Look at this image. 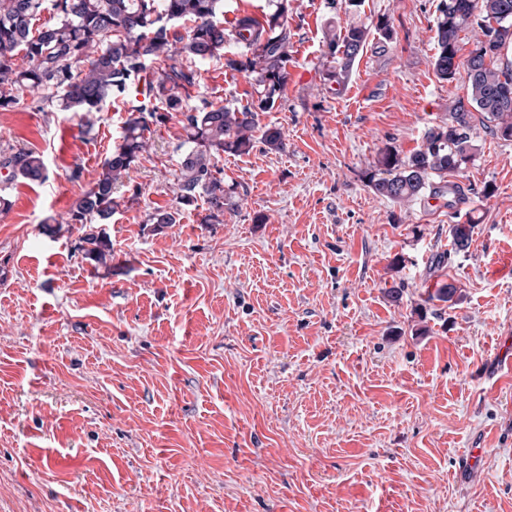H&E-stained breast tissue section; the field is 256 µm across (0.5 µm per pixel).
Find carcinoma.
Listing matches in <instances>:
<instances>
[{
    "instance_id": "1",
    "label": "carcinoma",
    "mask_w": 512,
    "mask_h": 512,
    "mask_svg": "<svg viewBox=\"0 0 512 512\" xmlns=\"http://www.w3.org/2000/svg\"><path fill=\"white\" fill-rule=\"evenodd\" d=\"M271 10L258 18L239 13L224 26V0H0V110L20 103L19 93L38 96V109L51 108L80 116L92 128L90 115L110 99L141 84L156 105L136 106L123 123L120 142L105 158L93 185L75 200L60 224H77L80 248L90 263L112 261V242L100 222L119 206L115 189L131 182L130 171L151 147L152 128L181 115L185 138L179 146L175 205L146 213L144 224L160 232L177 223L183 208L207 205L201 223L220 222L231 204L233 187H224L226 154H244L256 142L271 151L286 143L280 129L260 125V113L271 109L288 83L291 31L288 0H269ZM50 5L55 21L33 29L36 17ZM435 22L438 79L453 82L464 67L465 96L458 98L448 119L429 127L422 144L407 158L396 149L381 150L369 177L373 191L394 202H411L447 187L448 174L474 160V134L482 125L493 135L512 140V0H440ZM190 22L186 33L179 23ZM480 30L465 59H460V33ZM369 31L349 25L326 32L324 57L330 60L327 80L341 91ZM224 57V71L252 75L251 101L240 107L207 103L189 106L198 80L196 64ZM3 183L43 182V156L23 148L0 156ZM473 224L450 226L452 244L469 246ZM458 288L442 283L427 291L426 302H451Z\"/></svg>"
}]
</instances>
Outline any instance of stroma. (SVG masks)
<instances>
[{
    "mask_svg": "<svg viewBox=\"0 0 512 512\" xmlns=\"http://www.w3.org/2000/svg\"><path fill=\"white\" fill-rule=\"evenodd\" d=\"M438 5L290 0L288 84L260 119L285 150L224 156L222 223L190 207L156 234L143 220L174 203L182 135L158 127L131 171L139 202L118 190L104 224L107 268L55 218L97 179L124 107L88 133L26 93L0 111V151L35 150L48 173L0 212V512H512V375L497 367L512 279L489 272L512 245V140L477 128L453 205L368 183L381 148L409 156L465 93V73L434 71ZM330 17L370 30L338 96ZM251 83L215 58L192 94L240 106ZM469 220L453 250L450 225ZM450 282L457 301L423 304ZM471 448L485 454L465 474Z\"/></svg>",
    "mask_w": 512,
    "mask_h": 512,
    "instance_id": "obj_1",
    "label": "stroma"
}]
</instances>
